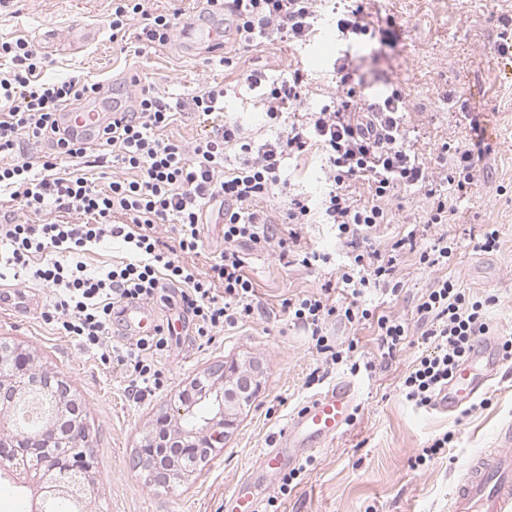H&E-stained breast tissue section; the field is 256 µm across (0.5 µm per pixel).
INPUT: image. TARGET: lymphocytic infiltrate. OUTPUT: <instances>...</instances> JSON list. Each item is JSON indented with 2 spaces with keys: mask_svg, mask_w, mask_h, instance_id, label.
I'll use <instances>...</instances> for the list:
<instances>
[{
  "mask_svg": "<svg viewBox=\"0 0 512 512\" xmlns=\"http://www.w3.org/2000/svg\"><path fill=\"white\" fill-rule=\"evenodd\" d=\"M152 0H112L109 27L113 41L124 40L130 22L139 25L143 47L171 43L178 13L153 10ZM326 0H224L238 56L275 42H303L312 32ZM11 59L12 71L0 73V195L9 196L33 223L0 224V272L15 281H36L50 288L41 318L74 340L105 365L121 366L134 399L142 400L164 385L158 358L169 347L171 325L117 345L111 342L112 318L122 304L176 306L204 343L224 328L253 318L259 306L246 272V252L274 255L280 262L298 259L309 267L321 255L300 244L303 225L322 216L334 225L346 261L336 282L319 291L285 299L295 324L309 331L314 347L328 365L349 363L351 372L373 371L394 360L408 338V326L377 314L364 297L387 291L396 282L398 260L413 236L397 240L388 254L371 243L379 225L391 223L403 205L399 190L425 202L424 227L447 224L456 209L454 196L473 193L480 164L493 147L485 141L478 118H471L475 139L448 147L434 165L420 161L407 135L409 114L398 87L380 97L366 92L367 78L349 55L333 64V85L325 102L307 110L310 87L300 71L272 78L245 71L243 82L259 90L265 115L279 132L274 140L255 143L238 122L202 137L174 141L167 129L189 112H220L227 94L223 85L201 77L190 100L130 77L134 88L119 119L95 144L69 136L58 116L67 106L96 97L101 83L78 77L64 81L40 78L43 58L34 41L0 43V57ZM321 148L325 190L319 199L288 190V162ZM241 155L233 172H225L227 153ZM109 171L106 184H95L90 169ZM285 194L279 212L258 207L273 191ZM224 224V249L206 272L182 262L202 247L200 226L209 211ZM173 225V243L161 229ZM120 240L129 260L94 271L82 256L88 247ZM455 242L440 235L419 254L433 276L416 314L424 340L433 350L405 374L403 391L419 407L433 406L442 387L473 347L488 333V307L493 295H471L448 278L446 269ZM347 300L332 301L335 291ZM370 324L376 330L378 361L352 360L350 348L327 334L332 322Z\"/></svg>",
  "mask_w": 512,
  "mask_h": 512,
  "instance_id": "f902f5d3",
  "label": "lymphocytic infiltrate"
}]
</instances>
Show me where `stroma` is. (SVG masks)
<instances>
[{
  "label": "stroma",
  "instance_id": "35a3bbf8",
  "mask_svg": "<svg viewBox=\"0 0 512 512\" xmlns=\"http://www.w3.org/2000/svg\"><path fill=\"white\" fill-rule=\"evenodd\" d=\"M304 44L280 43L247 56L245 65H219L232 56V44L221 53L188 55L172 45L138 52L135 32L125 45L112 41L109 20L112 0H0V41L33 40L45 65L44 79L62 81L82 75L103 82L115 98L124 96V77L139 75L144 84L188 99L198 88L200 74L223 84L224 109L195 114L171 127V139L184 141L211 132L225 120L240 122L256 143L274 135L257 94L241 82L243 67L273 75L300 71L313 89L309 107L319 106L321 92L332 79L336 43L329 40L334 4ZM367 11L379 21H391L388 38L374 37L351 48L365 71H386L403 91L410 128L420 161L434 164L443 144H468V115H477L495 151L481 170L474 193L456 201L454 223L431 227L418 237L420 248L441 233L454 238L457 249L447 274L477 296L494 295L487 310L493 336L512 333V59L501 54V35L512 22V0H367ZM97 29V40L82 39L80 27ZM292 192L313 197L323 190L321 153L311 150L290 160ZM403 209L392 223L381 225L372 240L384 250L406 237L412 222L423 219V203L405 194ZM499 230L493 252L473 250L470 239L481 225ZM304 247L325 254L327 263L314 267L283 265L265 253L248 256L261 311L243 324L225 329L210 344L195 340L192 324L178 309L160 308L159 317L178 322V334L161 364L165 389L151 399L133 400L120 367L102 365L75 341L45 325L39 310L0 307V340L19 342L63 373L78 395L93 428L97 512H224V495L257 467L260 452L271 447L275 433L290 414L334 382L351 380L357 388L355 417L335 441L310 455L312 464L288 495L280 479L268 481L264 498H277L278 512H448L450 494L471 458L499 445L501 431L512 429V360L502 362L484 394L485 405L469 415L445 414L408 402L401 382L417 357L429 353L415 307L432 284L415 252L399 260L398 295L371 293L367 301L383 314L406 320L410 336L391 364L374 372L350 374L346 366L323 367L322 359L303 327L293 324L284 299L317 291L335 279L342 258L334 226L321 222L304 226ZM260 359L262 386L249 410L243 412L223 449L193 476L172 489L146 482L132 463L145 435L162 413L178 403L181 391L213 364ZM324 377L307 378L315 368ZM452 433L447 451L425 472L411 469L410 460L431 438Z\"/></svg>",
  "mask_w": 512,
  "mask_h": 512
}]
</instances>
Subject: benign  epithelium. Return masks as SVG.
I'll return each mask as SVG.
<instances>
[{"mask_svg":"<svg viewBox=\"0 0 512 512\" xmlns=\"http://www.w3.org/2000/svg\"><path fill=\"white\" fill-rule=\"evenodd\" d=\"M39 357L17 344L8 358L0 356V468L13 472L40 500L49 494L76 497L82 512H94L97 488L89 449L86 418L75 409L71 383L49 368L42 383H28ZM262 365L256 359L243 364L218 365L204 380H196L194 398L180 401L163 416L164 425L146 436L141 455L150 482L169 487L185 481L190 471L171 463L170 453L185 456L198 448L209 456L215 451L212 435L224 430L229 436L239 413L251 406L261 387ZM40 403L45 411L37 428L24 434L28 448H58L40 455L38 462L19 452L15 441L21 406Z\"/></svg>","mask_w":512,"mask_h":512,"instance_id":"1","label":"benign epithelium"}]
</instances>
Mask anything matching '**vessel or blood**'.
<instances>
[{
	"label": "vessel or blood",
	"mask_w": 512,
	"mask_h": 512,
	"mask_svg": "<svg viewBox=\"0 0 512 512\" xmlns=\"http://www.w3.org/2000/svg\"><path fill=\"white\" fill-rule=\"evenodd\" d=\"M178 35L183 44L202 53L223 43L221 27L199 18L186 20ZM118 114L116 105L104 98L88 100L76 109H64L66 125L87 140L111 124ZM123 317L141 333H152L157 324L154 309L137 304L123 308ZM495 337H479L469 358L456 370L437 400L440 411L452 413L484 393L499 366ZM356 406L355 386L339 382L313 396L294 412L276 437L274 447L263 450L260 465L275 473L302 454L331 442L348 426ZM500 447L481 453L456 485L448 512H512V431L500 437ZM224 512H259L257 498L234 488L224 496Z\"/></svg>",
	"instance_id": "b4317fda"
}]
</instances>
